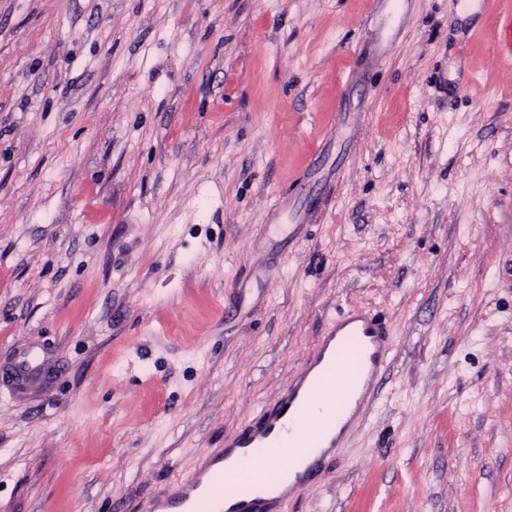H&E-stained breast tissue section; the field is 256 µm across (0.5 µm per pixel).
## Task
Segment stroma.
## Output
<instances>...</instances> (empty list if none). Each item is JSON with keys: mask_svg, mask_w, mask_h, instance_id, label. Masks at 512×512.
I'll return each instance as SVG.
<instances>
[{"mask_svg": "<svg viewBox=\"0 0 512 512\" xmlns=\"http://www.w3.org/2000/svg\"><path fill=\"white\" fill-rule=\"evenodd\" d=\"M376 8L0 0V512H136L350 306L388 379L280 512H512V67Z\"/></svg>", "mask_w": 512, "mask_h": 512, "instance_id": "35a3bbf8", "label": "stroma"}]
</instances>
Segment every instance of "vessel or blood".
<instances>
[{
    "label": "vessel or blood",
    "mask_w": 512,
    "mask_h": 512,
    "mask_svg": "<svg viewBox=\"0 0 512 512\" xmlns=\"http://www.w3.org/2000/svg\"><path fill=\"white\" fill-rule=\"evenodd\" d=\"M497 59L512 66V10L501 12L493 31ZM393 348L388 325L362 307L340 312L318 340L315 353L272 407L255 424L226 437L223 448L204 457L188 478L147 497L141 512H270L292 499L297 485L310 480L315 464L297 471L311 450L320 457L338 448L375 398ZM273 449L287 458V477L239 490L229 471L242 463L241 449Z\"/></svg>",
    "instance_id": "obj_1"
}]
</instances>
